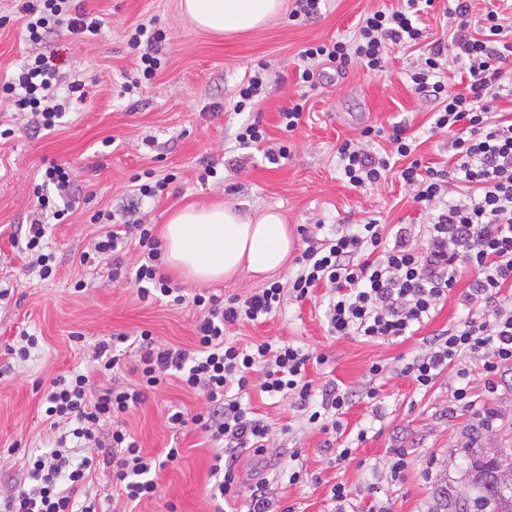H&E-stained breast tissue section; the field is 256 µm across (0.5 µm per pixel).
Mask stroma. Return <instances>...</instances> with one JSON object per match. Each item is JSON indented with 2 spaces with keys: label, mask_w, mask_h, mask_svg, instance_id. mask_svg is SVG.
<instances>
[{
  "label": "stroma",
  "mask_w": 512,
  "mask_h": 512,
  "mask_svg": "<svg viewBox=\"0 0 512 512\" xmlns=\"http://www.w3.org/2000/svg\"><path fill=\"white\" fill-rule=\"evenodd\" d=\"M402 4L323 0L318 18L301 22L284 13L263 28L226 37L192 26L181 0H73V7L103 18L99 34L51 33L38 48L54 54L64 83L84 84L85 103L73 106L60 126L46 134L35 132L24 116L0 102V285L9 290L0 298V497L20 481L28 457L49 449L42 404L51 379L84 365L99 339L147 330L162 344L190 349L196 343L189 307L141 300L133 284L108 282L102 270L80 263L97 231L91 215L102 209L112 211L116 222L128 220L135 175L149 170L155 178H173L162 196L145 200L141 209L145 223L158 229L173 210L211 201L250 213L278 208L294 234L303 226L319 224L331 233L372 219L418 228L428 224V213L395 175L363 188L351 186L342 176L336 149L370 125L385 131L374 139L373 149L389 148L388 131L402 124L413 140L415 159L440 168L453 165L447 135L429 132L435 101L416 91L410 80L428 44L452 37L456 23L448 0H436L434 10L421 15L425 43L391 46L383 71H368L355 60L324 62L315 89L303 90L299 82L305 48L352 38L365 14ZM146 22L165 35L161 67L139 93L123 98L120 87L137 68L125 32ZM34 48L15 0H0V81ZM260 64L272 74L263 100L235 112L239 82ZM301 96L307 99L303 122L296 131L283 132L279 112ZM249 118L260 119L273 141L287 143L290 158L274 165L256 150L239 148L234 132ZM54 161L72 165L82 203L64 223L50 224L47 238L57 268L43 280L15 241L24 237L34 217L33 189ZM206 162L217 175L204 182L199 173ZM80 280L87 284L82 292L74 289ZM470 280L462 275L413 335L388 341L332 334L327 299L320 292L302 302L284 299L265 322L228 327L225 336L232 341L288 340L304 346L315 358L310 379L319 385L336 383L357 395L342 418V430L326 433L308 424L294 397L271 399L249 389L244 401L266 417L269 447L261 456L238 451L240 492L231 505L217 504L210 496L215 445L201 431H175L166 424L169 411L193 414L206 406L174 379L127 416L144 452L161 457L168 449L179 451L178 459L157 473L156 498L126 502L105 468L94 473L88 492L96 495L103 512H165L169 501L178 512H248L250 486L263 478L274 512L287 506L296 512H334L330 490L338 483L351 492V512H368L376 504L389 512H431L439 485L466 489L472 459L512 448V373L488 394L480 369L472 370L482 402L497 413L493 426L482 428L473 409L455 402L460 382L454 370L442 372L428 389L417 387L402 371L428 348L434 334L466 317L462 299ZM23 331L39 342L20 361L7 349ZM375 363L383 367L376 376L370 373ZM372 388L377 399H366L365 391ZM361 430L367 433L362 442L357 439ZM348 446L351 458L336 463V455ZM399 453L408 466L395 481L391 464ZM295 471L301 479L289 483Z\"/></svg>",
  "instance_id": "obj_1"
}]
</instances>
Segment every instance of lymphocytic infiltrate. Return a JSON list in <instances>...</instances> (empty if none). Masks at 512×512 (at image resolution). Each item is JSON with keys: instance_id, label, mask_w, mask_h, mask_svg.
I'll use <instances>...</instances> for the list:
<instances>
[{"instance_id": "f902f5d3", "label": "lymphocytic infiltrate", "mask_w": 512, "mask_h": 512, "mask_svg": "<svg viewBox=\"0 0 512 512\" xmlns=\"http://www.w3.org/2000/svg\"><path fill=\"white\" fill-rule=\"evenodd\" d=\"M20 2L28 39L35 45L49 31L95 35L102 27L98 15L72 13L69 0ZM455 2L453 13L459 24L451 45L455 60L468 75L466 91H455L442 78L444 47L439 42L411 75L416 90L430 93L437 102L431 131L447 133L448 147L456 157L452 169L412 159V143L402 126L394 127L390 137L392 154L369 149L368 140L379 135L371 126L363 130L362 140H345L337 149L343 175L352 186L361 188L398 171L414 202L431 212L425 242L417 241L411 225L390 227L374 220L323 237L308 233L295 259L297 270L287 283L275 281L248 297L223 301L205 291L185 296L182 287L160 274L161 244L151 225L136 220L119 231L111 226V212L98 211L92 221L102 231L90 250L82 253V263L105 264L109 280L119 281L122 237L136 236L142 250L133 275L139 296L168 297L177 305L192 302L199 313L196 347L162 345L144 330L135 338L136 387L114 379L121 357L110 338L95 347L90 371L72 370L55 377L45 409L52 448L34 458L26 482L0 500V512H99L95 499L80 501L75 493L103 463L111 466L112 481L127 499L153 498L154 473L162 460L176 459L179 451L168 449L161 460L144 454L121 418L171 376L207 402L205 410L190 417L181 411L170 414L167 423L172 428L194 424L218 446L211 468L212 490L225 500L239 493L237 451L250 448L262 455L268 450L269 424L241 401L251 375H258L261 392L269 396L295 395L308 413V423L340 431L352 396L330 382L314 387L307 378L309 352L285 341L241 346L224 335L226 326L270 317L287 296L300 302L312 298L317 289H326V318L336 335L370 340L402 337L418 331L463 271H472L465 302L478 308V315L438 333L429 349L405 363L403 371L427 389L444 370H455L462 382L456 398L471 407L475 401L464 361L473 358L481 363L485 388L496 389L498 377L512 368V123L493 120L492 113L505 89V62L512 43L506 41V27L494 10L482 15L477 34H468L470 0ZM434 4L435 0H405L400 9L363 17L352 39L306 48L303 56L310 65L300 74L302 83L313 86L317 62L343 64L355 58L369 71H382L390 46L422 39L417 19ZM163 39L161 31L144 23L129 33L127 45L138 58V68L136 76L124 83V93H133L155 77ZM59 83L52 57L38 51L23 61L18 73L0 83V96L17 112L35 116L37 129L50 131L66 112L57 101ZM396 156L407 159V166L395 169ZM34 195L40 211L58 220L79 202L69 166L57 162L46 167ZM77 449L83 456L76 463L72 454Z\"/></svg>"}]
</instances>
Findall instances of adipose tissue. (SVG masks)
<instances>
[{
	"label": "adipose tissue",
	"instance_id": "obj_1",
	"mask_svg": "<svg viewBox=\"0 0 512 512\" xmlns=\"http://www.w3.org/2000/svg\"><path fill=\"white\" fill-rule=\"evenodd\" d=\"M181 6L196 28L219 34L261 28L286 8L285 0H182ZM163 239L166 266L200 284L243 271L258 278L273 275L287 266L294 246L278 211L245 214L224 203L176 210Z\"/></svg>",
	"mask_w": 512,
	"mask_h": 512
}]
</instances>
